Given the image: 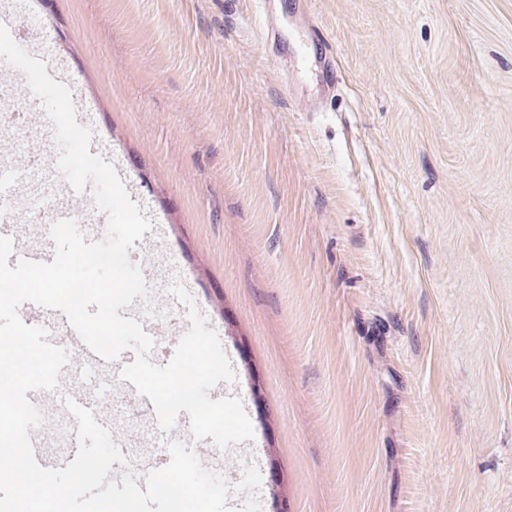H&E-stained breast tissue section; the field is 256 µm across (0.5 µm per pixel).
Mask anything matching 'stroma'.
<instances>
[{
	"instance_id": "obj_1",
	"label": "stroma",
	"mask_w": 512,
	"mask_h": 512,
	"mask_svg": "<svg viewBox=\"0 0 512 512\" xmlns=\"http://www.w3.org/2000/svg\"><path fill=\"white\" fill-rule=\"evenodd\" d=\"M15 2L153 222L151 362L190 327L176 281L229 355L253 438L209 449L227 484L256 466L260 512H512V0H276L278 56L258 0ZM68 380L154 442L110 366Z\"/></svg>"
}]
</instances>
